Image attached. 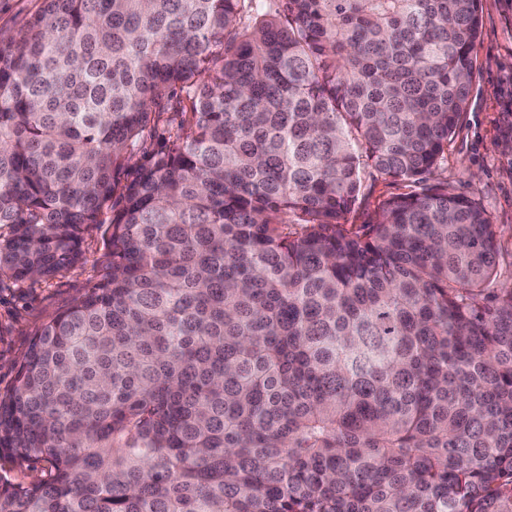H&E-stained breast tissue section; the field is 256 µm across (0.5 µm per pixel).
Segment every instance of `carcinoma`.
<instances>
[{"label": "carcinoma", "instance_id": "carcinoma-1", "mask_svg": "<svg viewBox=\"0 0 512 512\" xmlns=\"http://www.w3.org/2000/svg\"><path fill=\"white\" fill-rule=\"evenodd\" d=\"M481 12L43 0L0 37V280L91 224L112 255L0 393V460L49 464L0 512H512V288L431 181ZM364 185L365 193L370 194L372 202L386 198L391 194L404 193L411 190V188L405 186V183L394 181L392 178L374 171L366 176Z\"/></svg>", "mask_w": 512, "mask_h": 512}]
</instances>
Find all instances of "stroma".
<instances>
[{"mask_svg":"<svg viewBox=\"0 0 512 512\" xmlns=\"http://www.w3.org/2000/svg\"><path fill=\"white\" fill-rule=\"evenodd\" d=\"M481 6L471 99L438 174L449 190L488 211L499 244L494 285L503 288L512 285V127L504 122L496 79L512 72V0H481ZM101 236V229L88 228L84 262L56 277L19 287L0 281V393L15 387L37 328L79 301L110 262Z\"/></svg>","mask_w":512,"mask_h":512,"instance_id":"stroma-1","label":"stroma"}]
</instances>
